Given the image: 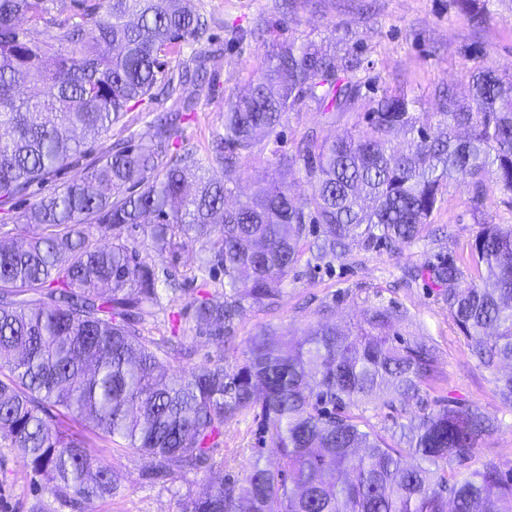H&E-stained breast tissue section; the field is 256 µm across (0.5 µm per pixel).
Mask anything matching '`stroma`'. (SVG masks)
I'll list each match as a JSON object with an SVG mask.
<instances>
[{
  "mask_svg": "<svg viewBox=\"0 0 512 512\" xmlns=\"http://www.w3.org/2000/svg\"><path fill=\"white\" fill-rule=\"evenodd\" d=\"M197 10L210 19L204 40L184 49L185 55L206 51L208 75L217 86L210 97H201L197 110L184 125L182 138L194 146L201 158H208L213 136L224 129V103L237 98L263 71L272 46L288 40H313L328 46L337 57L355 49L365 61L362 95L354 108L324 119L316 112L291 113L278 129L276 138L263 141L240 161L232 180L239 194L250 193L271 173L274 152H292L310 130L319 137H334L353 130L362 121L368 104L387 90H401L416 98L417 111L434 113L435 88L450 86L460 98L469 96L467 72L477 64L512 74V0H489V19L481 31H473L458 13L452 0H194ZM249 36L246 49L231 46L232 31ZM162 101H143L126 112L114 125L108 141L136 133L148 138L156 112L165 109ZM466 180L449 182L448 191L422 237L389 250L351 246L331 263L310 268L300 261L289 272L274 305L245 307L234 321V331L224 344L205 336L192 335L187 309L199 289L193 280L203 253L199 242H187L177 260L160 257L142 243L141 229L130 232L138 247L140 262L153 266L160 290L168 288V272L182 277V290L169 311L158 312L144 326L148 336L168 333V314L183 312L182 325L189 334L188 354L165 359L167 371L198 369L223 358L226 369L241 361L251 336L267 331L274 336H294L317 324L321 305H330L332 322L340 328L363 323L378 308L399 313L395 332L405 341H434L438 349L439 380L424 390L428 407L463 404L479 407L494 417L497 430L477 449L472 460L480 465L492 456L512 466V407L497 396L499 378L512 374L503 367L500 374L479 368L467 339L460 333L444 305L439 288L428 279L408 280L409 270L435 262L442 254H461L474 239L483 221L512 225V201L500 192H489L481 213L469 204ZM257 425L252 416H240L224 424L223 448L235 459L224 468L201 470L177 476L166 483H142L145 457L112 446L99 452L98 462L113 472L118 490L112 497L83 505L82 512H180L181 496L205 492L209 483L242 479L245 467L258 447ZM71 512L51 495L35 491L32 473L16 449L0 441V512Z\"/></svg>",
  "mask_w": 512,
  "mask_h": 512,
  "instance_id": "35a3bbf8",
  "label": "stroma"
}]
</instances>
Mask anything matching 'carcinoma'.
I'll use <instances>...</instances> for the list:
<instances>
[{
  "label": "carcinoma",
  "mask_w": 512,
  "mask_h": 512,
  "mask_svg": "<svg viewBox=\"0 0 512 512\" xmlns=\"http://www.w3.org/2000/svg\"><path fill=\"white\" fill-rule=\"evenodd\" d=\"M76 2V14L57 19L50 0H0V207L76 166L131 103L157 89L175 107L156 115L148 139L115 141L32 203L25 219L37 232L0 240V438L43 491L85 504L118 488L93 444L61 418L145 456L141 477L155 483L224 467V423L251 415L277 467L256 459L243 479L186 496L181 512H512V467L487 458L469 468L495 430L481 409L422 408L399 423L396 444L356 413L418 400L438 380L435 347L401 340L391 311L346 331L325 319L294 342L261 331L233 370L221 356L168 376L159 354L174 337L142 334L161 307L157 273L127 234L143 227L173 260L186 240L201 243L205 270L224 275V289L194 300L193 330L222 344L245 305L275 303L308 225L322 227L315 261L325 264L352 244L414 242L455 176L469 181L476 211L493 189L512 199V78L475 70L468 102L436 90L435 124L407 96L385 93L344 136L308 132L277 155L266 186L228 208L240 159L290 112L351 109L364 59L313 42L275 45L261 76L227 105L210 158L220 172L202 174L193 148L167 155L184 113L215 90L200 80L205 55L169 66L205 28L193 0ZM456 6L484 27L478 0ZM399 132L407 153L392 145ZM296 168L311 184L303 201L288 188ZM423 272L442 288L478 366L512 364V225L484 222L466 253Z\"/></svg>",
  "instance_id": "carcinoma-1"
}]
</instances>
